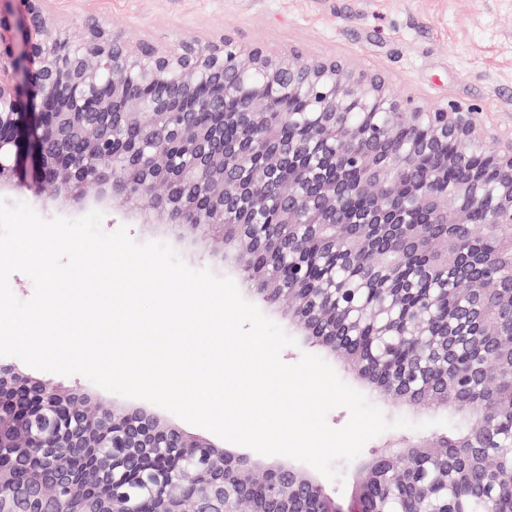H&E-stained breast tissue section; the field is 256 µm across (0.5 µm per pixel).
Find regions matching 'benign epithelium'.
Returning a JSON list of instances; mask_svg holds the SVG:
<instances>
[{
	"instance_id": "obj_1",
	"label": "benign epithelium",
	"mask_w": 512,
	"mask_h": 512,
	"mask_svg": "<svg viewBox=\"0 0 512 512\" xmlns=\"http://www.w3.org/2000/svg\"><path fill=\"white\" fill-rule=\"evenodd\" d=\"M21 7L15 19L13 3ZM45 0H0V193L17 185L29 166L75 204L107 198L138 208L152 197L148 223L189 224L203 237L221 234L225 248L248 272L268 304L288 301V314L305 335L342 356L364 379L394 398L424 406L448 400L480 404L478 422L501 414L489 399L490 372L448 357L464 340L485 359L512 367V272L464 275L467 303L448 311L442 335L434 334L431 308L448 300L417 302L397 322L369 319L379 336H394L414 355H365L350 343L364 325L349 314L351 289L313 288L298 266L284 269L278 252L341 255L361 264L395 250L401 261L435 250L448 234L470 232L476 211L490 213L504 246L512 251V140L493 149L490 167L464 169L466 152L487 146L476 109L427 110L397 97L377 76L336 59L302 60L271 55L225 35L202 41L181 36L168 46H131L107 25L88 21L74 40L45 12ZM204 83L224 91L246 88L241 109L224 113V96L201 97ZM317 101L313 129L338 149L318 159L313 174L296 169L311 158L298 138L283 144L276 120L263 111L267 89ZM155 89L147 98L145 89ZM370 103L407 129L426 125L430 140L386 147L375 126L349 123L348 112ZM239 133L224 136V125ZM441 141L460 147L442 155ZM429 154L435 167L417 175L422 190L410 209L404 185L383 177L393 152ZM122 161L115 169L112 159ZM459 171L441 192L443 169ZM370 203L356 212L353 198ZM273 214L282 235L234 238L230 224ZM390 305L408 307L411 289L394 275L378 276ZM479 319L477 336L457 329ZM499 449L446 438L387 444L360 469L361 500L348 511L332 505L322 486L292 465L249 466L212 445L186 437L142 409L105 410L80 395L61 394L10 366H0V512H134L135 498L120 481L147 490L153 512H384L378 498L428 480L407 512H465L449 488L479 475L481 490L512 501V466L497 465Z\"/></svg>"
}]
</instances>
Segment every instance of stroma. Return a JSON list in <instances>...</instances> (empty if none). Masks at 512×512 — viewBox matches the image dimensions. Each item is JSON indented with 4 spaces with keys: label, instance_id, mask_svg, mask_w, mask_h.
Here are the masks:
<instances>
[{
    "label": "stroma",
    "instance_id": "1",
    "mask_svg": "<svg viewBox=\"0 0 512 512\" xmlns=\"http://www.w3.org/2000/svg\"><path fill=\"white\" fill-rule=\"evenodd\" d=\"M46 9L76 39L83 36L87 22L97 18L115 37L131 44L147 41L163 45L183 35L207 39L227 34L275 53L302 59L334 58L378 75L395 94L414 98L425 107L454 103L477 108L490 146L512 138V0H47ZM5 197L29 203L46 219L78 218L87 212L86 207L57 199L50 184L29 176ZM150 207L147 198L135 212L122 202L100 204L103 228L111 232L124 225L136 241L170 244L191 267L208 268L216 276L237 280L247 301L257 303L264 315L281 326H288L287 306L258 302L249 285L241 282L236 266L225 260L220 237L201 239L185 227L141 223L139 211ZM293 337L294 345L281 353L283 362L297 363L305 352L325 355L341 379L366 393L387 420L405 417L417 424L432 421V428L417 427L410 431V438L447 435V428L437 424L438 419L447 417V410L383 398L301 332H294ZM0 363L16 366L61 392L85 395L96 406H148L147 401L107 392L81 375L40 371L11 356L1 357ZM159 415L187 435L249 462H280L279 457L227 442L167 410H160ZM399 435V430L391 429L373 438L360 460L378 454ZM360 460L336 462L342 482L320 481L340 507H350L360 496Z\"/></svg>",
    "mask_w": 512,
    "mask_h": 512
}]
</instances>
